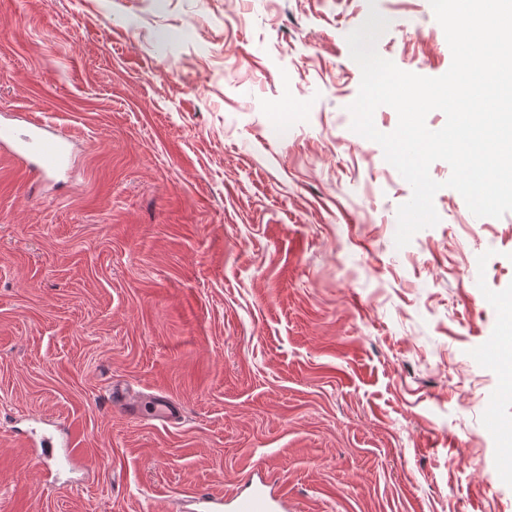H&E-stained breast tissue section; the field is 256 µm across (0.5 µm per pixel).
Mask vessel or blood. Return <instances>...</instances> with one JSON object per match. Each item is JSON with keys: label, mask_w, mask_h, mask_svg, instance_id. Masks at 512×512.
I'll return each mask as SVG.
<instances>
[{"label": "vessel or blood", "mask_w": 512, "mask_h": 512, "mask_svg": "<svg viewBox=\"0 0 512 512\" xmlns=\"http://www.w3.org/2000/svg\"><path fill=\"white\" fill-rule=\"evenodd\" d=\"M0 151L14 156L32 155L37 160L38 169L44 172L67 170L72 164L68 140L48 135L45 124L35 118L28 120L24 131L21 132L1 125ZM109 404L128 416H148L165 426L177 423L183 415L181 404L172 398L156 395L145 400L121 381L112 383ZM27 442L33 448L36 465L45 474L51 470L50 462L55 458L57 448L68 449L72 446V440L67 435L58 442L46 435L39 438L28 437ZM246 482L250 492L232 498L234 512H287L284 494L270 488L262 469L250 470Z\"/></svg>", "instance_id": "obj_1"}]
</instances>
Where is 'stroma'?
<instances>
[{"mask_svg": "<svg viewBox=\"0 0 512 512\" xmlns=\"http://www.w3.org/2000/svg\"><path fill=\"white\" fill-rule=\"evenodd\" d=\"M373 7L381 57L447 72L429 0H0V114L74 157L0 161V512H182L255 466L290 512H512V212L474 220L437 161L440 220L396 247L412 189L348 110ZM30 413L80 439L56 484ZM108 400L111 407L120 409L130 417L148 416L160 421L163 426L177 423L183 415L181 404L172 398L154 395L145 401L121 381H112Z\"/></svg>", "mask_w": 512, "mask_h": 512, "instance_id": "1", "label": "stroma"}]
</instances>
